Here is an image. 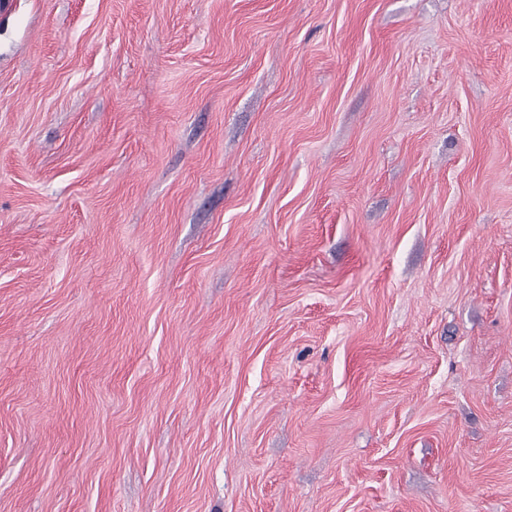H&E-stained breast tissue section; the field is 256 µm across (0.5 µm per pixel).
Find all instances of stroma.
Wrapping results in <instances>:
<instances>
[{
	"instance_id": "stroma-1",
	"label": "stroma",
	"mask_w": 512,
	"mask_h": 512,
	"mask_svg": "<svg viewBox=\"0 0 512 512\" xmlns=\"http://www.w3.org/2000/svg\"><path fill=\"white\" fill-rule=\"evenodd\" d=\"M0 512H512V0L0 6Z\"/></svg>"
}]
</instances>
